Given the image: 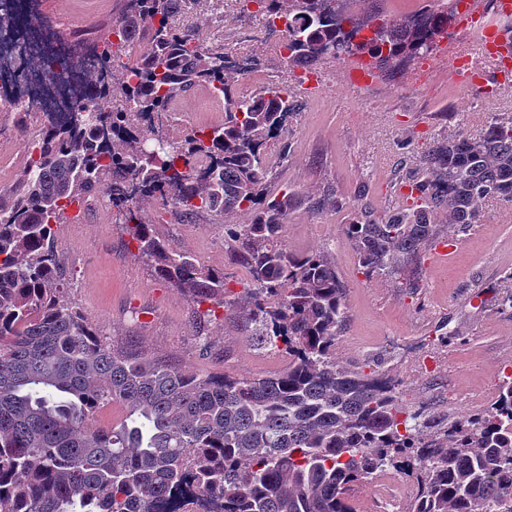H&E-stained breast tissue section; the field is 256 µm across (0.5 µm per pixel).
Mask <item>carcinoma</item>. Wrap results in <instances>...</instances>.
<instances>
[{
    "mask_svg": "<svg viewBox=\"0 0 512 512\" xmlns=\"http://www.w3.org/2000/svg\"><path fill=\"white\" fill-rule=\"evenodd\" d=\"M187 0H126L99 57L120 77L93 71L88 98L112 103L101 129L74 112H51L15 185L0 189V512H182L199 497L212 512H355V486L379 468L408 477L404 512H512V380L483 411L454 420L406 407L395 382L336 361L347 288L324 251L281 244L296 194L269 191L271 149L288 159L295 105L267 85L238 93L239 67L197 34L175 28ZM280 28L293 65L310 71L366 54L382 65L434 49L457 0H428L422 17L379 19L347 0H240ZM140 51L121 61L133 46ZM224 99V124L145 149L159 117L197 86ZM408 202L380 214L358 188L317 212L350 209L342 225L362 273L419 282L420 253L440 225L482 223L487 198L512 202V116L494 114L475 137L434 141L396 180ZM93 195L123 215L134 256L197 306L224 308L250 324L257 345H280L288 367L269 378L189 373L115 351L66 296L54 226ZM180 220L199 212L224 225V241L250 275L248 300L232 298L224 273L201 266L155 230L141 203ZM119 403L118 425L95 423Z\"/></svg>",
    "mask_w": 512,
    "mask_h": 512,
    "instance_id": "1",
    "label": "carcinoma"
}]
</instances>
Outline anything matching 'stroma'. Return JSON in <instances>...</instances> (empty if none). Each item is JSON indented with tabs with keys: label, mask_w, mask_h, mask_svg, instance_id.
Segmentation results:
<instances>
[{
	"label": "stroma",
	"mask_w": 512,
	"mask_h": 512,
	"mask_svg": "<svg viewBox=\"0 0 512 512\" xmlns=\"http://www.w3.org/2000/svg\"><path fill=\"white\" fill-rule=\"evenodd\" d=\"M126 0H39L36 11L58 38L93 44L125 8ZM182 31L203 36L230 58L247 55L254 70L236 77L241 94L270 80L287 87L297 115L289 125L291 152L276 166L273 191L297 193L281 241L295 251L324 249L348 287L349 320L336 341V359L349 368L383 373L400 380V397L411 408L425 401L406 380V354L429 347L445 357L463 395L438 406L457 416L485 409L499 382L501 362L512 359V309L481 305L485 288L512 289V203L491 199L482 207V224L458 236L447 258L425 251L420 287L412 292L391 278H367L340 226L347 212L319 213L310 200L324 191L352 198L360 184L380 213L403 204L393 183L419 164L434 141L464 133L479 135L490 114L512 115V85L493 97L460 84L439 60L430 69V87H407L393 74L378 75L369 86L351 85L349 60L328 67L324 96L299 88L286 59L282 36L268 32L261 17L243 11L238 0H187L176 16ZM39 127H19L10 108L0 109V186L13 184L26 160L23 145ZM173 246L188 249L205 267L223 271L235 296L247 275L224 241V220L202 212L183 222L159 225ZM70 281L69 302L103 328L107 341L175 367L195 372L235 373L261 378L283 371L287 355L267 357L233 312L218 310L208 327L188 297L158 279L137 259L123 225L106 211H72L56 235ZM232 350L238 365L224 362Z\"/></svg>",
	"instance_id": "obj_1"
}]
</instances>
